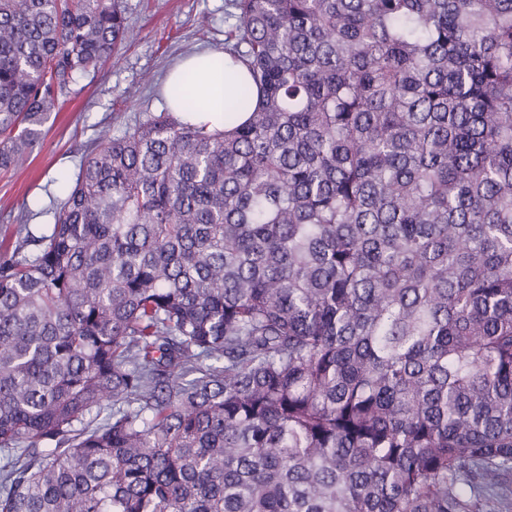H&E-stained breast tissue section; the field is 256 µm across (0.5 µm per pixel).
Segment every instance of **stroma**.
Instances as JSON below:
<instances>
[{"instance_id":"1","label":"stroma","mask_w":512,"mask_h":512,"mask_svg":"<svg viewBox=\"0 0 512 512\" xmlns=\"http://www.w3.org/2000/svg\"><path fill=\"white\" fill-rule=\"evenodd\" d=\"M133 41L60 100L45 133L16 171L0 173V238H15L18 225L38 230L53 221L83 157L102 132L119 135L135 121L165 111L162 84L182 57L220 50L231 24L228 0H124Z\"/></svg>"}]
</instances>
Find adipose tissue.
Instances as JSON below:
<instances>
[{"mask_svg": "<svg viewBox=\"0 0 512 512\" xmlns=\"http://www.w3.org/2000/svg\"><path fill=\"white\" fill-rule=\"evenodd\" d=\"M214 52L203 50L197 52L179 63L169 74L164 87L169 94L166 98L170 110L177 118L188 120L197 124L208 125L209 128L223 130L227 123L224 118L223 106L217 105L205 111L190 110L186 101L171 96L172 87L178 83L184 72H192L197 78V90L204 95H210L224 88V75L214 70L210 62L214 59Z\"/></svg>", "mask_w": 512, "mask_h": 512, "instance_id": "adipose-tissue-1", "label": "adipose tissue"}]
</instances>
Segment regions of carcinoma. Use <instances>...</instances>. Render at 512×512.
I'll use <instances>...</instances> for the list:
<instances>
[{
	"label": "carcinoma",
	"mask_w": 512,
	"mask_h": 512,
	"mask_svg": "<svg viewBox=\"0 0 512 512\" xmlns=\"http://www.w3.org/2000/svg\"><path fill=\"white\" fill-rule=\"evenodd\" d=\"M230 7L0 242V512H512V0ZM131 35L0 0L1 170Z\"/></svg>",
	"instance_id": "cac0c4a2"
}]
</instances>
